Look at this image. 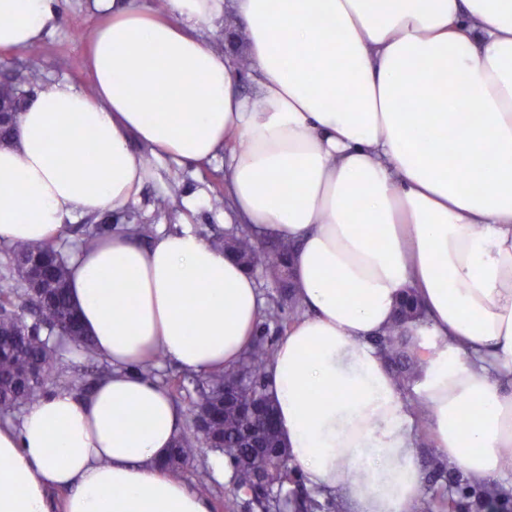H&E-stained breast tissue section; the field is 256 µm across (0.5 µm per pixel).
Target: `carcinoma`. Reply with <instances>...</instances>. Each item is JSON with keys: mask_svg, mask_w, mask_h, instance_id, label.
<instances>
[{"mask_svg": "<svg viewBox=\"0 0 512 512\" xmlns=\"http://www.w3.org/2000/svg\"><path fill=\"white\" fill-rule=\"evenodd\" d=\"M39 78L38 63L29 59L14 68L0 80V103L13 105L20 110L32 96V88ZM239 254L255 258L263 268L274 269L288 262L289 246L283 243L260 242L242 227H236L227 234ZM44 254L50 260L49 279L57 291L50 297L27 292L18 287L24 278V269L18 258L23 255ZM8 257L5 271L0 273V416L8 418L18 408L35 400L52 383L51 372L55 367L59 349L45 336V330L65 334L69 331V317L73 312L65 288V257L52 243H15L6 247ZM301 311L304 306L298 298L288 293V283L279 288V297L268 310V317L281 320L283 306ZM424 314L417 301L409 307L401 306L393 327L385 336L374 340L386 358L396 384L406 389L420 375V357L411 348L409 329L423 321ZM273 347L260 339L243 357L239 365L224 374L202 377L189 372L175 377L176 389L188 390L193 386L195 398L191 411L216 405L223 406V413L210 426V435L220 437L223 442L211 450L224 454L234 468L236 486L245 488L250 497L240 508L244 512H272L273 503L267 493L252 485L253 476L270 469L268 457L257 451L263 445L282 447L277 432L258 435L250 431L239 406L268 399L265 391L266 368L270 364ZM110 372L106 362L91 368L75 367L67 375L65 384L84 395L94 386L97 379ZM177 442L182 453L168 463L172 476L179 477L188 464L184 450L194 445H207L194 422H189L180 433ZM429 476L437 481L445 479L451 488L446 507L454 512L459 506L456 496L470 495V486L460 469H451L438 455L426 459ZM276 484L290 489L296 499V512H329L340 509L336 499L309 490L301 481L295 466L275 468ZM476 496L485 505L503 508L507 498L495 483L476 490Z\"/></svg>", "mask_w": 512, "mask_h": 512, "instance_id": "1", "label": "carcinoma"}]
</instances>
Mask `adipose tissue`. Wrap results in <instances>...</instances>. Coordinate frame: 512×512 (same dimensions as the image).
Listing matches in <instances>:
<instances>
[{
	"label": "adipose tissue",
	"instance_id": "adipose-tissue-1",
	"mask_svg": "<svg viewBox=\"0 0 512 512\" xmlns=\"http://www.w3.org/2000/svg\"><path fill=\"white\" fill-rule=\"evenodd\" d=\"M97 91H40L0 146V243L136 202L146 158L224 157L236 221L295 247L304 316L269 393L309 487L351 512H418L428 429L476 487L512 447V0H95ZM232 13L243 55L201 35ZM57 0H0V50L55 29ZM247 69H240V58ZM256 87L242 95L241 78ZM69 292L111 371L0 422V512H211L160 462L181 418L157 358L235 368L265 316L254 276L191 226L124 229L69 256ZM425 319L423 403L373 336L405 290Z\"/></svg>",
	"mask_w": 512,
	"mask_h": 512
}]
</instances>
